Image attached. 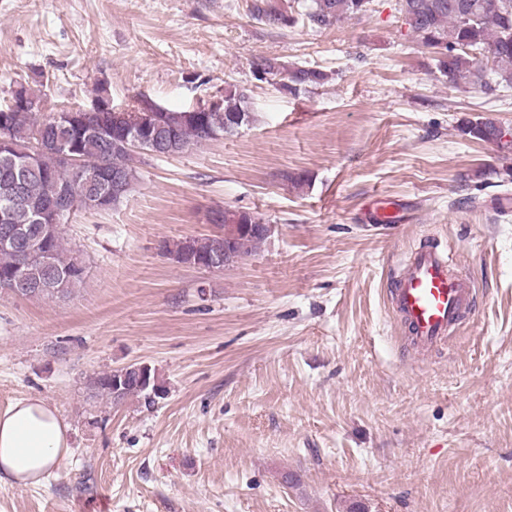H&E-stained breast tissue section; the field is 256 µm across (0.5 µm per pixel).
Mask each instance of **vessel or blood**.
I'll return each instance as SVG.
<instances>
[{
    "instance_id": "1",
    "label": "vessel or blood",
    "mask_w": 512,
    "mask_h": 512,
    "mask_svg": "<svg viewBox=\"0 0 512 512\" xmlns=\"http://www.w3.org/2000/svg\"><path fill=\"white\" fill-rule=\"evenodd\" d=\"M473 284L455 272L434 246L411 252L388 294V303L405 326L414 351L422 353L448 338L474 297Z\"/></svg>"
}]
</instances>
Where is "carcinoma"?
Here are the masks:
<instances>
[{"instance_id":"obj_1","label":"carcinoma","mask_w":512,"mask_h":512,"mask_svg":"<svg viewBox=\"0 0 512 512\" xmlns=\"http://www.w3.org/2000/svg\"><path fill=\"white\" fill-rule=\"evenodd\" d=\"M373 0H313L307 13L310 22L319 27H330L351 14L365 13ZM400 13L411 19L409 29L419 37L421 45L432 55L436 69L451 86L464 84L484 92L495 86L512 87V0H400ZM254 14L274 26L294 22L288 11L271 0H255ZM487 52L490 62H476L475 53ZM256 75L288 80V87L319 85L328 74L306 67H290L276 58H261L253 64ZM29 107L20 108L8 100L0 105V211H6L8 223L20 226L29 233L28 248L33 252L50 253L53 271L28 262L19 252L0 248V290L9 289L25 297L27 292L13 287L17 265L24 264V276L33 288H40L39 298L52 300L70 294L83 281L84 269L71 255L61 231L42 234L38 210L66 189L73 199H90L101 193V185L94 179L93 170L103 165L125 173L128 187L138 179L132 157L123 150L112 148V135L88 136L82 129L67 126L56 116L39 115L41 95L23 86ZM246 96L242 92L226 90L221 105L208 112L205 122L192 117L185 119L177 130L184 148L213 140L211 130L219 134L231 133L248 123ZM460 131L476 140L501 143L505 130L493 121H467ZM75 144L84 158L86 173L78 177L59 168L55 149ZM29 150L19 154L15 148ZM27 161L30 169L22 181L26 204L14 202L19 164ZM215 240L206 236L190 238L174 244L164 243L163 249L177 258L190 253L200 259L213 251ZM150 386L145 388L135 381L122 388L121 398L129 396L149 398L157 387L155 375L149 374Z\"/></svg>"}]
</instances>
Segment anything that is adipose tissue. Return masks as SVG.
I'll list each match as a JSON object with an SVG mask.
<instances>
[{
    "mask_svg": "<svg viewBox=\"0 0 512 512\" xmlns=\"http://www.w3.org/2000/svg\"><path fill=\"white\" fill-rule=\"evenodd\" d=\"M67 450L63 420L41 399L20 400L0 413V486L40 484Z\"/></svg>",
    "mask_w": 512,
    "mask_h": 512,
    "instance_id": "adipose-tissue-1",
    "label": "adipose tissue"
}]
</instances>
